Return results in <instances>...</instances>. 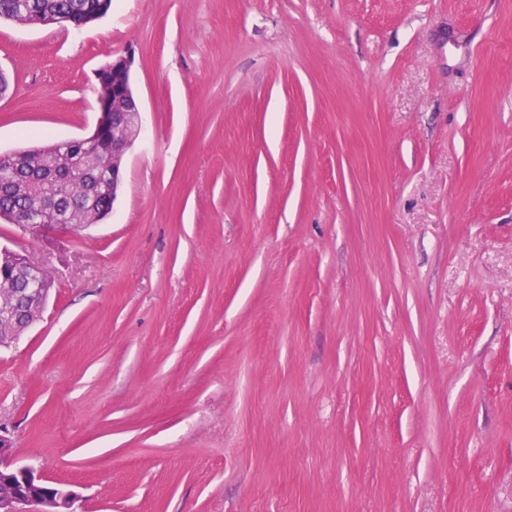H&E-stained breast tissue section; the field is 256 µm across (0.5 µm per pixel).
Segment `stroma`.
Segmentation results:
<instances>
[{
	"instance_id": "obj_1",
	"label": "stroma",
	"mask_w": 512,
	"mask_h": 512,
	"mask_svg": "<svg viewBox=\"0 0 512 512\" xmlns=\"http://www.w3.org/2000/svg\"><path fill=\"white\" fill-rule=\"evenodd\" d=\"M109 217L52 277L0 426L85 512H512V0H112L0 24V153L88 135Z\"/></svg>"
}]
</instances>
